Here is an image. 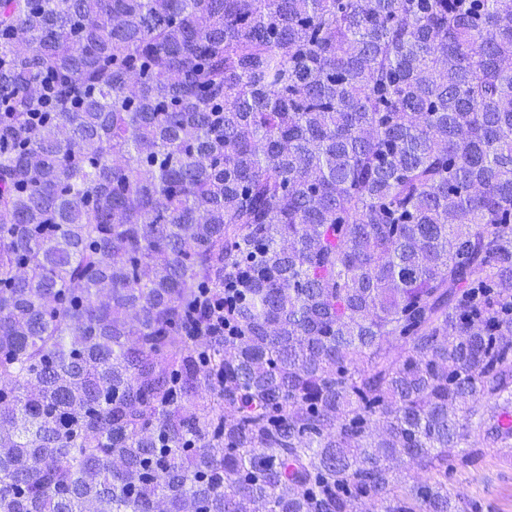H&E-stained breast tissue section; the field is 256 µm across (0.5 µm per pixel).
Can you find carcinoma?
Returning a JSON list of instances; mask_svg holds the SVG:
<instances>
[{
  "mask_svg": "<svg viewBox=\"0 0 512 512\" xmlns=\"http://www.w3.org/2000/svg\"><path fill=\"white\" fill-rule=\"evenodd\" d=\"M510 418L512 0H0V512H466Z\"/></svg>",
  "mask_w": 512,
  "mask_h": 512,
  "instance_id": "obj_1",
  "label": "carcinoma"
}]
</instances>
